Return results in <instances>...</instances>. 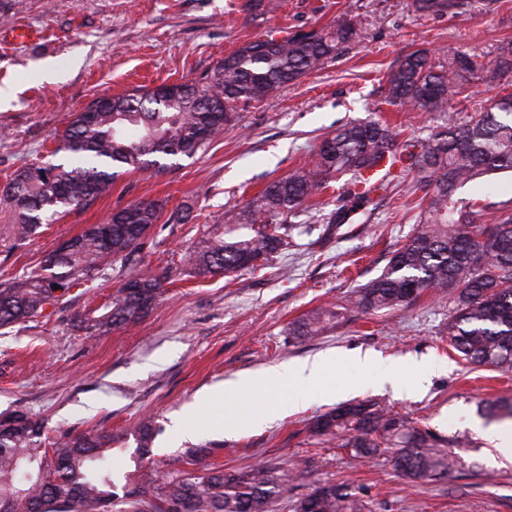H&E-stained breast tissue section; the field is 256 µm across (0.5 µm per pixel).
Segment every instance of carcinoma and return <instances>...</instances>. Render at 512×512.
Returning a JSON list of instances; mask_svg holds the SVG:
<instances>
[{"instance_id":"cac0c4a2","label":"carcinoma","mask_w":512,"mask_h":512,"mask_svg":"<svg viewBox=\"0 0 512 512\" xmlns=\"http://www.w3.org/2000/svg\"><path fill=\"white\" fill-rule=\"evenodd\" d=\"M421 16L461 14L472 0H411ZM357 35L356 23L341 19L326 31L267 37L243 44L199 79L161 84L139 93L102 99L68 119L57 151L65 161L16 170L4 187L13 203L16 233L24 239L52 218L86 207L109 192L117 177L155 167L164 157L193 156L236 120L241 106L269 100L284 86L321 69ZM512 76V47L489 60L456 53L431 62L413 51L400 56L386 81L393 105L421 112H445L470 79L501 81ZM390 156L400 176H413L411 192L423 196L416 225L375 278L355 290L349 305L319 308L299 318L288 335H323L357 309L396 310L427 291L452 304L448 347L477 366L512 370V207L493 212L491 222L476 215L486 207L461 206L459 189L499 172H512V94L479 112H458L448 125L425 137L400 140L380 119L347 122L325 138L310 162L268 182L247 203L209 224L183 255L199 278L254 270L287 248L296 235L319 224L341 227L386 191L366 189L363 174ZM342 182L336 207L316 214L311 202L331 182ZM163 206L137 202L90 224L72 237L68 250L45 254L22 277L0 285V329L11 328L57 308L76 287L127 258L158 223ZM162 276L146 270L130 276L112 295L111 309L85 327L90 336L142 322L162 296ZM314 436L341 440L354 458L366 461L383 451L412 481L445 477L461 457L404 416L376 403L357 402L316 417ZM44 425L22 409L0 412V512H112L116 472L108 452L128 449L124 434L110 430L66 433L54 457L42 448ZM154 436L142 422L133 469L124 473V512H273L288 495V474L266 465L226 472L198 468L207 457L196 449L190 468L159 474L144 464ZM362 498L343 484L325 483L293 500V512H365Z\"/></svg>"}]
</instances>
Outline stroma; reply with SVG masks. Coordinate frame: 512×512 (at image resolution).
<instances>
[{
  "instance_id": "1",
  "label": "stroma",
  "mask_w": 512,
  "mask_h": 512,
  "mask_svg": "<svg viewBox=\"0 0 512 512\" xmlns=\"http://www.w3.org/2000/svg\"><path fill=\"white\" fill-rule=\"evenodd\" d=\"M0 0V33L23 24L34 42L0 41V187L17 169L41 162L70 115L102 97L188 81L209 72L243 43L269 35L320 30L340 18L357 23L356 38L319 72L274 99L240 109L236 121L190 157L162 172L119 176L110 193L62 214L29 240L14 233L15 209L0 195V283L22 276L41 257L89 224L134 202L163 203V219L127 259L112 265L48 317L0 334V412L24 409L47 436L96 428L135 435L152 416V459L166 466L191 448L211 449L227 469L276 465L289 473L290 495L319 483L349 485L370 512H512V462L491 465L487 442L473 428L483 403L512 398V371L467 363L448 348V304L423 294L394 311L356 314L325 335L297 342L291 321L348 299L378 276L391 251L416 223L399 199L410 185L377 192L354 223L323 224L256 271L207 279L181 262L205 225L256 195L272 179L308 162L324 137L354 120L382 118L403 137L447 123L385 101V77L405 52L444 59L460 52L486 58L512 43V0H475L469 13L421 17L409 0ZM169 270L165 294L139 325L88 336L77 318L102 313L126 277L145 268ZM332 351L336 362L325 400L287 411L260 427L235 432L225 421L285 403L286 391L256 386L214 400L212 428L190 439L173 425L207 389L241 374ZM372 353L366 370L352 364ZM435 371L420 381L417 362ZM368 399L407 416L441 442L463 441L462 464L448 477L418 485L388 456L355 462L337 441L312 437L311 420L352 400Z\"/></svg>"
}]
</instances>
